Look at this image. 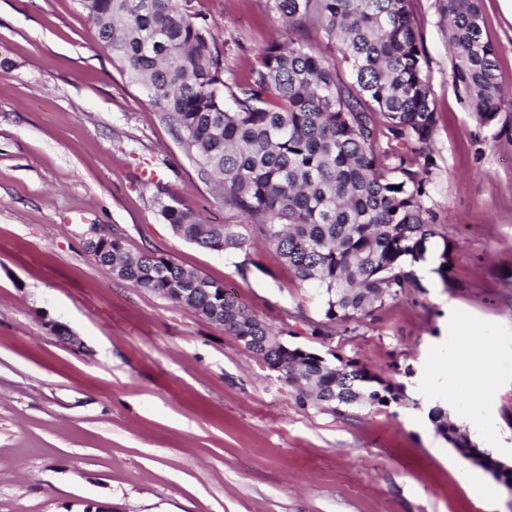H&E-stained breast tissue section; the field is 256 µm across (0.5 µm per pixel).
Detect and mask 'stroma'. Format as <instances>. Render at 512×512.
<instances>
[{"instance_id": "1", "label": "stroma", "mask_w": 512, "mask_h": 512, "mask_svg": "<svg viewBox=\"0 0 512 512\" xmlns=\"http://www.w3.org/2000/svg\"><path fill=\"white\" fill-rule=\"evenodd\" d=\"M481 6L512 93V14ZM191 7L240 77L287 38L266 0ZM408 7L437 124L423 152L379 142L424 178L431 264L374 316L334 323L262 238L224 254L173 232L161 213L172 198L212 224L246 218L113 63L78 0H0V512H512V493L429 415L447 407L512 466V105L494 124L474 119L436 0ZM98 227L131 254L223 283L281 342L357 361L397 400L341 415L301 406L222 326L98 265L87 250ZM457 312L495 353L469 395L442 371Z\"/></svg>"}]
</instances>
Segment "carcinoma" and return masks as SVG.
I'll use <instances>...</instances> for the list:
<instances>
[{
  "label": "carcinoma",
  "mask_w": 512,
  "mask_h": 512,
  "mask_svg": "<svg viewBox=\"0 0 512 512\" xmlns=\"http://www.w3.org/2000/svg\"><path fill=\"white\" fill-rule=\"evenodd\" d=\"M101 45L141 86L186 152L215 180L224 205L247 224H209L178 206L161 213L197 246L232 252L259 233L303 284L318 290L330 321L373 316L388 297L419 287L414 266L435 237L421 173L387 163L383 125L426 151L436 111L408 0H268L288 28L310 25L350 66L340 82L324 51L289 39L260 50L243 80L228 70L191 0H79ZM482 0H437L452 58V82L469 112L495 123L504 92L495 49L484 38ZM122 280L223 325L246 350L281 366L297 400L335 414L387 403L393 387L348 360L336 366L290 349L224 284L155 252L128 255L115 237L89 247ZM438 433L512 491V468L477 447L467 430L431 410Z\"/></svg>",
  "instance_id": "1"
}]
</instances>
